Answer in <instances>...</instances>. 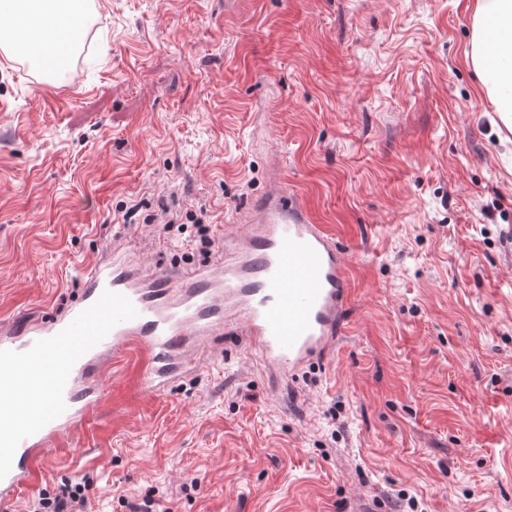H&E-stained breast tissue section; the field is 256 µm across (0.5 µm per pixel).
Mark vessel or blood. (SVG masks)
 I'll list each match as a JSON object with an SVG mask.
<instances>
[{
    "instance_id": "b4317fda",
    "label": "vessel or blood",
    "mask_w": 512,
    "mask_h": 512,
    "mask_svg": "<svg viewBox=\"0 0 512 512\" xmlns=\"http://www.w3.org/2000/svg\"><path fill=\"white\" fill-rule=\"evenodd\" d=\"M247 241L207 274L143 277L113 252L86 269L77 302L51 319L0 327V504L43 480V454L83 426L102 399L107 353L135 349L161 386L179 372L183 348L223 330L244 336L279 375L326 358L341 332L347 265L324 225L278 189L253 213ZM37 375V397L15 398Z\"/></svg>"
}]
</instances>
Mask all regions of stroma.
<instances>
[{"label":"stroma","instance_id":"stroma-1","mask_svg":"<svg viewBox=\"0 0 512 512\" xmlns=\"http://www.w3.org/2000/svg\"><path fill=\"white\" fill-rule=\"evenodd\" d=\"M88 7L90 71L0 56V321L58 312L113 246L217 263L276 179L350 297L333 353L283 380L241 336L159 390L117 352L5 512L70 481L87 512H512V135L464 62L473 0ZM202 209L210 246L160 232Z\"/></svg>","mask_w":512,"mask_h":512}]
</instances>
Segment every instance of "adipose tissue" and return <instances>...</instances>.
Masks as SVG:
<instances>
[{"instance_id":"obj_1","label":"adipose tissue","mask_w":512,"mask_h":512,"mask_svg":"<svg viewBox=\"0 0 512 512\" xmlns=\"http://www.w3.org/2000/svg\"><path fill=\"white\" fill-rule=\"evenodd\" d=\"M86 14L87 0H0V42L38 68ZM472 29L465 57L496 112L512 116V0H475Z\"/></svg>"}]
</instances>
